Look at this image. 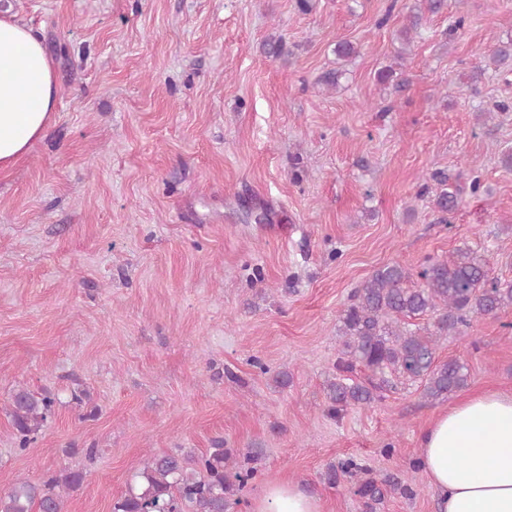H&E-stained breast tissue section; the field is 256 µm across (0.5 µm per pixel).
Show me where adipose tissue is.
I'll list each match as a JSON object with an SVG mask.
<instances>
[{
	"instance_id": "obj_1",
	"label": "adipose tissue",
	"mask_w": 512,
	"mask_h": 512,
	"mask_svg": "<svg viewBox=\"0 0 512 512\" xmlns=\"http://www.w3.org/2000/svg\"><path fill=\"white\" fill-rule=\"evenodd\" d=\"M0 170L45 137L57 106L53 65L40 33L0 15ZM418 464L436 512H512V393L486 390L439 415L419 437ZM252 512H325L321 498L290 480L265 484Z\"/></svg>"
}]
</instances>
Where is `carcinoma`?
<instances>
[{
    "mask_svg": "<svg viewBox=\"0 0 512 512\" xmlns=\"http://www.w3.org/2000/svg\"><path fill=\"white\" fill-rule=\"evenodd\" d=\"M432 202L450 212L461 202L462 188L448 184V176L436 172ZM490 263L470 251H459L447 262L428 265L412 282V273L393 263L374 272L357 289L341 311L344 358L336 369L351 372L358 365L372 374L368 384L348 383L334 377L327 384L329 413L340 407L370 405L400 379L423 383V397L437 399L463 388L468 382L465 365L457 360L442 364L435 358L438 340L458 333L471 318L490 315L512 306V282L491 276ZM431 315L432 322L410 328L403 317ZM57 399L48 393L16 387L9 396L11 425L17 451L35 443L55 415ZM230 450L217 441L201 454L183 448L149 457L136 474L135 484L113 505V512H228L232 497L255 478L258 454L251 453L235 468L225 470ZM86 473L65 469L39 482L16 480L0 492V512H63L64 494L79 488Z\"/></svg>",
    "mask_w": 512,
    "mask_h": 512,
    "instance_id": "carcinoma-1",
    "label": "carcinoma"
}]
</instances>
